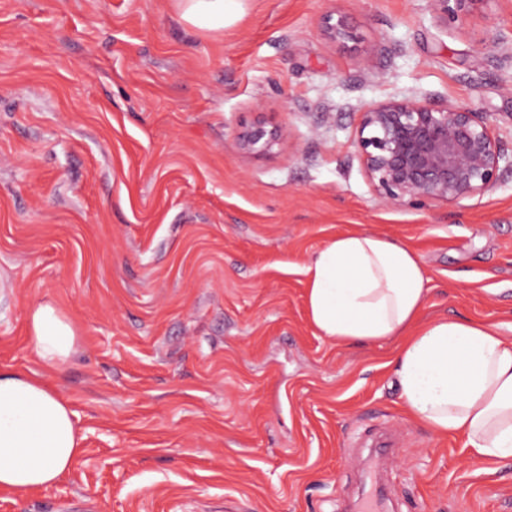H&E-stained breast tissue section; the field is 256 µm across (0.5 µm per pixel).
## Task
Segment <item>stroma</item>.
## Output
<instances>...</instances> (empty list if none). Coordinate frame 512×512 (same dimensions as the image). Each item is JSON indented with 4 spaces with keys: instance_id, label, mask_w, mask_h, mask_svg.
Returning <instances> with one entry per match:
<instances>
[{
    "instance_id": "35a3bbf8",
    "label": "stroma",
    "mask_w": 512,
    "mask_h": 512,
    "mask_svg": "<svg viewBox=\"0 0 512 512\" xmlns=\"http://www.w3.org/2000/svg\"><path fill=\"white\" fill-rule=\"evenodd\" d=\"M511 35L512 0L446 25L429 0H244L219 31L178 0H0V369L42 371L85 435L0 512H342L377 423L401 433L378 512H512V459L406 413L401 338H328L306 306L317 251L369 232L421 257L420 320L512 336V175L385 206L354 146L364 105L418 95L484 113L511 156ZM258 121L288 138L242 153ZM44 302L79 338L62 367L29 340Z\"/></svg>"
}]
</instances>
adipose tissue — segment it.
<instances>
[{
    "label": "adipose tissue",
    "mask_w": 512,
    "mask_h": 512,
    "mask_svg": "<svg viewBox=\"0 0 512 512\" xmlns=\"http://www.w3.org/2000/svg\"><path fill=\"white\" fill-rule=\"evenodd\" d=\"M181 18L220 29L242 0H179ZM308 312L339 340L402 337L396 376L407 412L437 436L463 435L473 458L512 459V339L467 320L419 322L430 279L405 244L359 233L329 240L307 269ZM30 339L39 363L76 352L75 332L52 304L35 308ZM84 436L76 414L43 375L0 370V489L24 494L71 472Z\"/></svg>",
    "instance_id": "1"
}]
</instances>
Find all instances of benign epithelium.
Returning <instances> with one entry per match:
<instances>
[{"label":"benign epithelium","instance_id":"1","mask_svg":"<svg viewBox=\"0 0 512 512\" xmlns=\"http://www.w3.org/2000/svg\"><path fill=\"white\" fill-rule=\"evenodd\" d=\"M440 22L465 18L488 0H429ZM288 137L262 123L238 136L244 153L264 152ZM356 157L377 197L388 204L424 199L453 204L493 189L512 173L490 124L480 112L419 96L371 102L361 110Z\"/></svg>","mask_w":512,"mask_h":512}]
</instances>
